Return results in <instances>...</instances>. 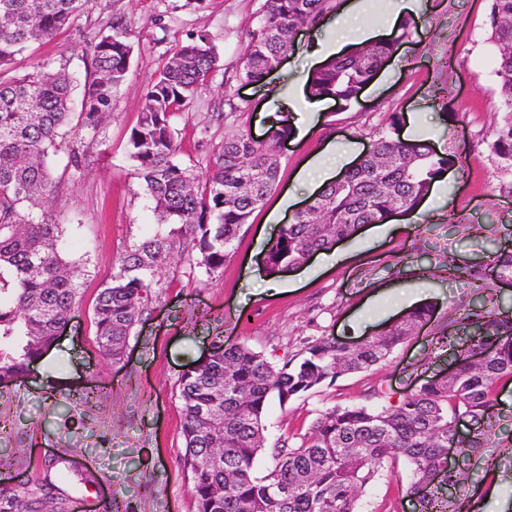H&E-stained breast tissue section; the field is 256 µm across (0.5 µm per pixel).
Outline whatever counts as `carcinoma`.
I'll return each instance as SVG.
<instances>
[{"label":"carcinoma","mask_w":512,"mask_h":512,"mask_svg":"<svg viewBox=\"0 0 512 512\" xmlns=\"http://www.w3.org/2000/svg\"><path fill=\"white\" fill-rule=\"evenodd\" d=\"M329 0H263L239 70L258 83L293 46L297 31L317 27ZM489 40L498 86L490 149L498 158L500 189L512 196V0H488ZM90 0H0V386L25 374L56 343L66 313L80 294L71 271L80 262L61 249L64 225L48 210L56 201L51 162L70 133L97 135L112 115V96L128 72L133 48L120 21L82 48L93 76L80 81L70 62L50 71L12 76L16 57L55 38ZM396 44L363 45L313 70L310 93L342 106L357 101ZM213 39L200 34L179 46L159 69L128 139V155L153 204L157 228L126 250L94 306L96 343L114 363L124 360L130 336L151 311V288L172 257L195 255L189 275L224 268L227 250L276 185L282 127L260 143L240 132L224 139L209 166L196 171L182 160L175 120L186 115L195 90L219 69ZM451 161L429 142L380 137L359 164L324 187L281 226L265 256L274 272L299 267L317 252L354 235L363 224H384L411 213L448 172ZM448 278L482 282L493 290L512 283V252L488 269L448 263ZM423 304L401 322L360 345L322 338L299 361L278 364L241 345L218 341L209 357L184 372V466L196 512H361L360 500L383 477L401 480L420 512H457L433 484L441 474L465 487L464 472H448V440L465 455L481 448L491 428L498 389L512 381V314L471 309L448 322L441 336L473 327L454 354L451 374L377 406H334L292 442L267 446L265 412L326 382L366 370L430 321ZM221 448L223 452L214 453ZM263 454L271 464L258 470ZM72 499L54 484L0 486V512H71Z\"/></svg>","instance_id":"1"}]
</instances>
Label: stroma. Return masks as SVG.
Segmentation results:
<instances>
[{
  "mask_svg": "<svg viewBox=\"0 0 512 512\" xmlns=\"http://www.w3.org/2000/svg\"><path fill=\"white\" fill-rule=\"evenodd\" d=\"M263 0H92L88 10L54 39L33 45L21 70L69 61L85 74L81 48L120 20L133 47L124 83L112 98V117L97 138L75 136L86 154L80 174L59 152L56 223L67 225L63 247L86 267L81 303L51 353L46 370L0 388V483H53L72 497L75 512H195L184 468L181 401L184 371L208 355L213 343H239L269 359H300L311 342L334 337L358 342L381 333L409 304L430 303L434 316L398 345L389 359L348 374L288 404L270 400L268 441L304 433L326 408L363 404L371 386L395 395L445 371L450 361L435 346L438 332L463 306L495 301L512 309V288L496 294L449 279V263L487 267L512 245V197L500 192L489 115L497 106L496 61L485 25L487 0H422L424 21L406 17L402 55L386 61L358 102H327L315 123L304 111L291 119L309 126L298 143L281 142L276 189L245 224L214 275L189 276L187 257H175L148 319L129 341L124 362L106 361L95 340L93 307L119 256L150 234L152 203L128 156V137L155 73L175 49L200 33L212 36L221 66L198 87L188 116L177 127L184 162L202 170L225 137L244 131L268 138L265 113L291 96L307 75L305 54L326 28L300 31L268 81L247 85L238 77L247 33ZM430 132L453 162L437 182L417 220H395L387 230L366 226L343 241L341 262L310 260L295 272L299 286L270 292L255 275L270 240L294 210L289 195L313 190L298 172L328 147L350 142L369 148L381 136L401 138L408 123ZM87 403H80L79 395ZM495 424L480 454L461 462L471 512H512V384L492 408ZM96 476L80 484L78 474ZM392 512H418L417 502L384 478L362 497L363 512L381 503Z\"/></svg>",
  "mask_w": 512,
  "mask_h": 512,
  "instance_id": "stroma-1",
  "label": "stroma"
}]
</instances>
